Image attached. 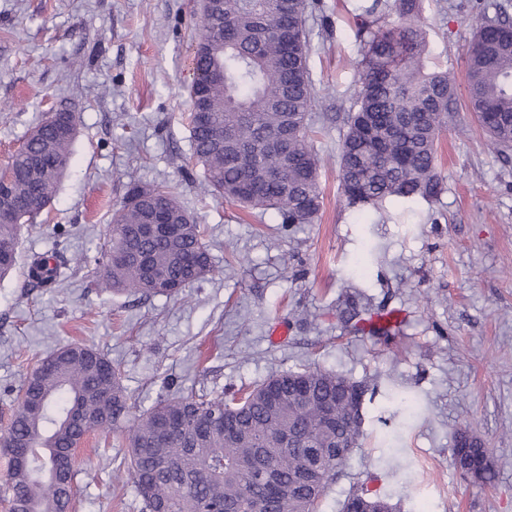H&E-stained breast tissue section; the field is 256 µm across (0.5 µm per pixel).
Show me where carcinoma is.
<instances>
[{
	"instance_id": "1",
	"label": "carcinoma",
	"mask_w": 512,
	"mask_h": 512,
	"mask_svg": "<svg viewBox=\"0 0 512 512\" xmlns=\"http://www.w3.org/2000/svg\"><path fill=\"white\" fill-rule=\"evenodd\" d=\"M200 17L189 88L191 110L205 120L191 134L192 158L204 187L224 201L250 209H275L284 224H311L321 205L320 162L309 131L316 91L309 76L304 27L306 0H217ZM357 30L361 89L346 113L339 165L350 205L381 210L386 204L431 200L443 186L437 163L440 134L455 121L458 101L448 72L426 73L420 0H369ZM224 84L197 88L211 69ZM467 101L496 146H512V22L498 12L479 20L467 57ZM76 133L57 134L41 123L0 170L19 200L14 223L0 224V276L17 264L19 237L50 205L67 172ZM163 206L173 228L142 231L150 209ZM101 288L141 297L177 296L212 271L204 230L184 210L177 192L131 186L113 210L108 241L95 259ZM60 264L38 256L32 280L51 285ZM368 386L320 368L276 373L253 389L161 396L131 413L121 374L99 350L66 345L39 360L25 377L3 448L10 455L3 487L10 512H69L75 470L53 472L54 455L87 433L121 431L127 471L144 512H318L349 458L339 444L361 447L356 422L359 393ZM296 436L284 443L281 436ZM482 456L490 449L467 430L459 448ZM331 460L314 485L300 481L309 453ZM372 512H393L389 499L365 488L354 502Z\"/></svg>"
}]
</instances>
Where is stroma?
<instances>
[{
    "instance_id": "35a3bbf8",
    "label": "stroma",
    "mask_w": 512,
    "mask_h": 512,
    "mask_svg": "<svg viewBox=\"0 0 512 512\" xmlns=\"http://www.w3.org/2000/svg\"><path fill=\"white\" fill-rule=\"evenodd\" d=\"M490 2L421 0L424 69L449 71L461 100L472 28ZM360 3L308 0L323 199L314 223L284 224L276 210L205 192L191 159L186 88L200 0H0V166L51 109L73 112L78 128L47 216L23 227L18 267L0 279V433L38 360L74 341L118 367L140 410L175 391L237 390L315 366L374 389L363 445L320 512H340L363 484L395 512H512V147L460 111V131L440 138L437 199L394 219L347 207L339 147L360 89ZM131 182L176 189L204 228L214 270L182 296L92 284ZM54 253L67 260L61 277L38 287L27 264ZM348 294L360 318L399 310L403 326L355 331L342 317ZM399 396L414 404L409 420L394 412ZM464 428L491 449L494 485L451 467ZM125 453L120 434L84 439L71 512H142L132 481L115 477Z\"/></svg>"
}]
</instances>
